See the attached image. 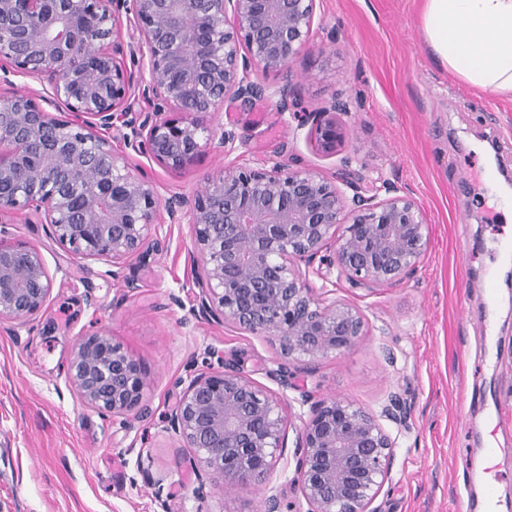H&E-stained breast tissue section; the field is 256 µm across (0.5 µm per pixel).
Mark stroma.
Masks as SVG:
<instances>
[{
    "mask_svg": "<svg viewBox=\"0 0 512 512\" xmlns=\"http://www.w3.org/2000/svg\"><path fill=\"white\" fill-rule=\"evenodd\" d=\"M421 5L317 0L309 45L286 70L262 74L296 86L298 112L348 101L335 152L318 151L310 126L275 102L227 101L212 123L235 132L230 152L205 150L179 172L133 156L163 197L195 195L231 164L285 160L331 179L347 157L362 188L386 180L421 207L430 240L414 277L374 292L314 280L320 299L360 309L364 332L288 384L270 376L279 356L269 337L197 315L192 225L159 226L161 249L116 279L110 264L73 254L27 211L0 224V234L40 251L54 280L39 314L0 325V512H260L267 489L305 512L295 468L311 403L335 396L376 411L395 393L410 418L377 512H466L487 478L495 512H512V97L473 92L449 74L425 41ZM102 329L139 362L147 416H101L71 387L75 344ZM214 350L289 411L265 488L200 487L191 449L169 429L178 381L207 370Z\"/></svg>",
    "mask_w": 512,
    "mask_h": 512,
    "instance_id": "35a3bbf8",
    "label": "stroma"
}]
</instances>
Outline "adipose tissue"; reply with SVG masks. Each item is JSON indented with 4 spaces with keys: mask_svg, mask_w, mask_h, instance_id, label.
<instances>
[{
    "mask_svg": "<svg viewBox=\"0 0 512 512\" xmlns=\"http://www.w3.org/2000/svg\"><path fill=\"white\" fill-rule=\"evenodd\" d=\"M425 39L452 75L512 94V0H423Z\"/></svg>",
    "mask_w": 512,
    "mask_h": 512,
    "instance_id": "obj_1",
    "label": "adipose tissue"
}]
</instances>
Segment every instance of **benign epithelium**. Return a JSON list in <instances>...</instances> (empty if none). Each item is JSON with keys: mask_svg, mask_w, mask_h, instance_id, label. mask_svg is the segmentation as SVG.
<instances>
[{"mask_svg": "<svg viewBox=\"0 0 512 512\" xmlns=\"http://www.w3.org/2000/svg\"><path fill=\"white\" fill-rule=\"evenodd\" d=\"M316 0H0V72L40 82L41 101L63 104L58 118L25 93L0 94V218L28 210L58 242L85 259L112 263L157 250L156 226L193 224L189 253L205 314L278 346L271 376L288 384L290 366L349 350L361 336V312L323 303L310 277L336 276L353 290L394 286L417 271L430 229L417 202L389 182L361 187L343 160L345 192L320 173L275 162L231 167L189 197H158L127 149L170 170L224 148L235 133L211 116L226 100L297 105L291 83L269 86L258 72L280 71L309 42ZM138 42L126 41L122 13ZM141 54L138 68L127 58ZM153 109H135L138 98ZM344 104L304 114L315 146L333 153L343 138ZM131 130L116 148L104 132ZM53 290L34 246L0 237V324L40 313ZM193 376L170 415L171 431L192 449L208 478L261 485L284 448L286 407L224 355ZM69 380L82 403L102 415L143 416L139 363L101 330L74 347ZM409 408L398 394L376 412L341 398L310 407L298 436L296 474L307 512H376L395 438ZM263 512H294L275 493Z\"/></svg>", "mask_w": 512, "mask_h": 512, "instance_id": "benign-epithelium-1", "label": "benign epithelium"}]
</instances>
